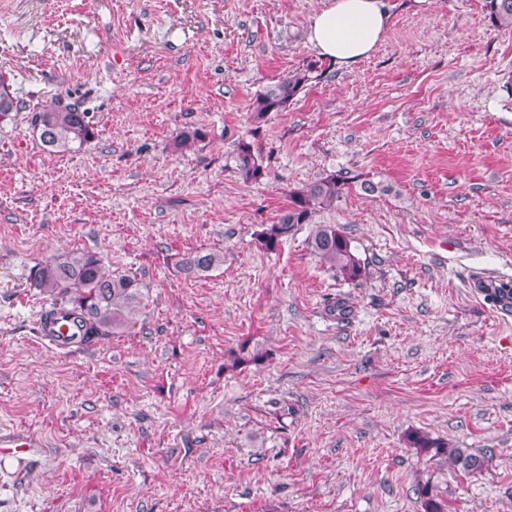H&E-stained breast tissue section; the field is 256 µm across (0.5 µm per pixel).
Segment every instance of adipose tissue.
<instances>
[{
	"label": "adipose tissue",
	"instance_id": "obj_1",
	"mask_svg": "<svg viewBox=\"0 0 512 512\" xmlns=\"http://www.w3.org/2000/svg\"><path fill=\"white\" fill-rule=\"evenodd\" d=\"M390 24L381 0H329L309 21V41L323 57L351 66L371 55Z\"/></svg>",
	"mask_w": 512,
	"mask_h": 512
}]
</instances>
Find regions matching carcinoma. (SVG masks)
Segmentation results:
<instances>
[{
  "label": "carcinoma",
  "mask_w": 512,
  "mask_h": 512,
  "mask_svg": "<svg viewBox=\"0 0 512 512\" xmlns=\"http://www.w3.org/2000/svg\"><path fill=\"white\" fill-rule=\"evenodd\" d=\"M485 7L496 27L512 31V0H485ZM315 67L309 65L296 69L277 83L257 93L250 105L251 121L259 124L271 112H281L312 80ZM18 102L11 93L9 80L0 73V119L17 110ZM34 127L39 131L42 144L52 149H69L83 144L93 130L87 113L72 104L55 101L34 115ZM236 165L244 182H253L264 174L259 150L246 141L238 144ZM353 185L350 178L329 174L310 184L289 192V204L272 224L263 227L257 236L267 249L275 248L300 224H307L318 210L336 204ZM311 247L321 261L343 278L355 281L362 277L365 267L352 248L350 239L333 224H318L311 236ZM224 263L219 253H187L179 260L181 270L193 277H200ZM34 283L43 293L59 300L83 323L82 342L94 343L117 330H130L145 309L140 282L130 274L105 269L95 255L72 253L63 259L48 260L39 265ZM486 296L496 305L512 307V284L501 281L484 287ZM410 446L419 452L440 458L465 474L481 471L487 456L476 454L468 448L415 433L409 437ZM423 512H448V498L440 495L427 481L417 488Z\"/></svg>",
  "instance_id": "1"
}]
</instances>
